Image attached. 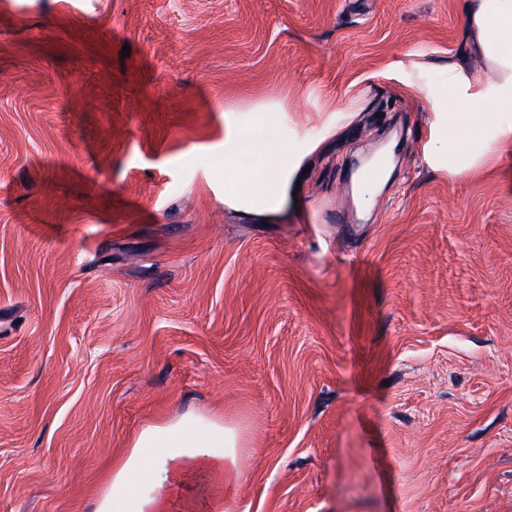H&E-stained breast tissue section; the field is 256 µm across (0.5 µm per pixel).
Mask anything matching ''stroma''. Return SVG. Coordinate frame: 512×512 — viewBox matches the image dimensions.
Masks as SVG:
<instances>
[{"mask_svg": "<svg viewBox=\"0 0 512 512\" xmlns=\"http://www.w3.org/2000/svg\"><path fill=\"white\" fill-rule=\"evenodd\" d=\"M454 66L465 0H0V512L189 412L230 512H512V148L427 160Z\"/></svg>", "mask_w": 512, "mask_h": 512, "instance_id": "1", "label": "stroma"}]
</instances>
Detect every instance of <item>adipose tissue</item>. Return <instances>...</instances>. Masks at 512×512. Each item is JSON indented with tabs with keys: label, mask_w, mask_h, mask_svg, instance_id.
<instances>
[{
	"label": "adipose tissue",
	"mask_w": 512,
	"mask_h": 512,
	"mask_svg": "<svg viewBox=\"0 0 512 512\" xmlns=\"http://www.w3.org/2000/svg\"><path fill=\"white\" fill-rule=\"evenodd\" d=\"M467 10L473 46L495 77L483 82L454 68L431 93L453 107L444 132L452 177L477 172L512 145V0H469ZM239 446L236 428L192 414L148 427L93 512H224L239 478Z\"/></svg>",
	"instance_id": "1"
}]
</instances>
